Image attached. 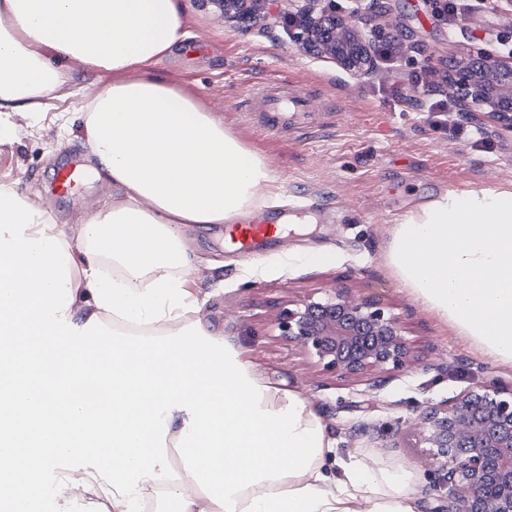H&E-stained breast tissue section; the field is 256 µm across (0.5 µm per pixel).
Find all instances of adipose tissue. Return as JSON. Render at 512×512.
I'll return each instance as SVG.
<instances>
[{
    "instance_id": "ef3b65f1",
    "label": "adipose tissue",
    "mask_w": 512,
    "mask_h": 512,
    "mask_svg": "<svg viewBox=\"0 0 512 512\" xmlns=\"http://www.w3.org/2000/svg\"><path fill=\"white\" fill-rule=\"evenodd\" d=\"M186 36L179 0H0V113L34 115L106 84L79 107L109 207L76 224L0 183V315L40 337L37 369L0 371V481L19 512H45L31 468L112 458L107 512H142L167 486L173 512H421L411 475L361 449L327 473L336 441L297 392L267 383L216 339L188 284L183 229L267 219L282 186L268 160L152 67ZM384 262L442 323L512 363V190L448 192L393 225ZM95 404L79 400L78 345L96 336Z\"/></svg>"
}]
</instances>
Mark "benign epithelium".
Here are the masks:
<instances>
[{"label":"benign epithelium","mask_w":512,"mask_h":512,"mask_svg":"<svg viewBox=\"0 0 512 512\" xmlns=\"http://www.w3.org/2000/svg\"><path fill=\"white\" fill-rule=\"evenodd\" d=\"M224 14H268L274 0H208ZM296 3L294 42L334 60L363 79L375 70L371 42L359 24L364 0L351 15L336 13V0ZM449 79L461 111L492 112L512 130V64L486 54L467 55ZM284 338L302 344L325 368L344 377L406 364L411 347L400 320L374 300L343 289L308 297L278 319ZM419 436L439 463L448 485V512H512V391L490 386L465 390L432 405L420 418Z\"/></svg>","instance_id":"7a95c632"}]
</instances>
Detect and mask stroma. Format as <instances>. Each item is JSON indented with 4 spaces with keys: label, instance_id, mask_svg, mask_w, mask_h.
<instances>
[{
    "label": "stroma",
    "instance_id": "stroma-1",
    "mask_svg": "<svg viewBox=\"0 0 512 512\" xmlns=\"http://www.w3.org/2000/svg\"><path fill=\"white\" fill-rule=\"evenodd\" d=\"M180 4L187 35L154 73L193 90L225 128L266 157L282 184L286 213L316 218L312 231L288 234L255 255L230 249L225 225H188L184 236L200 262L195 284L202 319L261 377L300 392L319 410L336 440V458L360 448L369 463L402 466L413 476L423 512H442L448 490L418 436V419L428 406L472 387L511 390L512 364L496 362L441 324L391 276L384 252L392 225L443 193L512 189V131L488 112L472 118L451 112L438 126L421 112V97L399 103L392 91H409L427 71L433 94L449 98L448 68L456 57L487 53L512 62V11L475 8L452 23L435 15L431 0H377L365 33L397 34L402 49L360 80L300 48L276 20L228 19L201 0ZM265 79L313 90L306 127L268 129L265 113L247 100L250 86ZM13 122L11 142L0 146V182L51 208L61 223L111 202V186L85 169L80 121L64 138L51 111ZM67 165L84 167L82 182L71 194H54L56 175ZM317 252L327 262L314 261ZM335 288L380 302L405 327L412 358L381 389H372L369 376L325 370L278 330L281 313ZM87 467L64 458L48 471L46 512H106L93 491L56 495L63 476Z\"/></svg>",
    "mask_w": 512,
    "mask_h": 512
}]
</instances>
